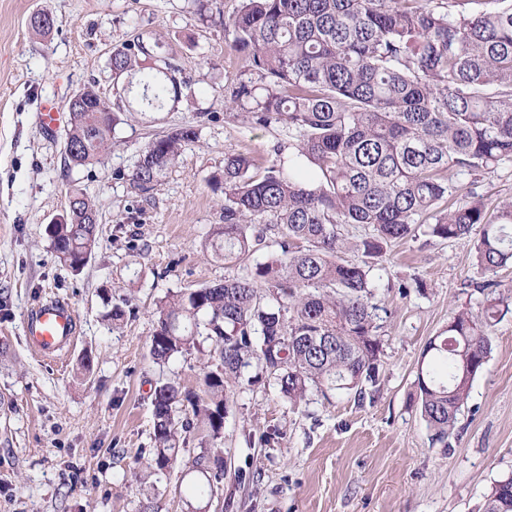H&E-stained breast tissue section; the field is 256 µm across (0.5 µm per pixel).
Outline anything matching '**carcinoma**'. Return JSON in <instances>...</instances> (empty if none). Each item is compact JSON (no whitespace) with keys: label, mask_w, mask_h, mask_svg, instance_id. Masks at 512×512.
I'll return each mask as SVG.
<instances>
[{"label":"carcinoma","mask_w":512,"mask_h":512,"mask_svg":"<svg viewBox=\"0 0 512 512\" xmlns=\"http://www.w3.org/2000/svg\"><path fill=\"white\" fill-rule=\"evenodd\" d=\"M226 27L260 83L239 82L224 109L285 128L295 143L286 161L276 146L262 175L237 153L210 177L224 193V223L213 226L210 246L246 275L170 292L157 304L154 363L203 342L215 357L202 397L174 381L154 386L151 474L182 463L177 428L191 423L177 424L176 409L190 406L218 439L233 387L272 384L294 406L314 390L327 401L375 397L385 308L375 302L374 273L384 245L419 232L459 239L479 225L478 269L512 265V202L491 207L473 190L460 195L512 163V0H242ZM149 56L140 41L112 51L116 93L126 91L122 80L137 87L128 112L161 110L178 94L177 79L147 64ZM93 93L70 98L69 167L98 160L119 121ZM199 135L184 125L151 140L129 171L131 188L151 195ZM73 198L69 223L47 229L71 268L100 240L95 204L81 191ZM343 224L370 233L350 242ZM511 311L509 296L488 297L427 343L417 385L432 442L453 433L489 360L493 328ZM185 466L198 479L185 512H207L224 457L202 447ZM482 512H512V476L491 484Z\"/></svg>","instance_id":"1"}]
</instances>
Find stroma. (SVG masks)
I'll return each mask as SVG.
<instances>
[{
  "mask_svg": "<svg viewBox=\"0 0 512 512\" xmlns=\"http://www.w3.org/2000/svg\"><path fill=\"white\" fill-rule=\"evenodd\" d=\"M241 0H0V512H184L185 465L141 480L154 446L158 379L204 390L208 347L165 365L150 356L156 305L168 293L245 274L214 258L207 236L222 221L209 179L231 153L259 167L288 142L286 129L255 126L224 96L252 80L224 23ZM52 16L48 35L29 18ZM143 40L150 64H175L188 82L179 102L126 112L99 160L68 169L65 128L42 126L44 100L67 111L79 90L114 100L113 48ZM193 124L186 147L150 198L127 175L146 144ZM99 211V246L81 271L56 258L46 227L72 191ZM375 277L390 315L374 399L309 394L292 406L275 388L236 390L212 442L224 481L209 512H480L483 495L512 474V313L494 328L486 370L473 382L447 445L432 444L417 376L428 340L483 300L474 240L427 235L388 247ZM68 302L79 334L62 365L34 356L24 336L31 307ZM126 302L119 327L109 302Z\"/></svg>",
  "mask_w": 512,
  "mask_h": 512,
  "instance_id": "obj_1",
  "label": "stroma"
}]
</instances>
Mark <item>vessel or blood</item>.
<instances>
[{
  "label": "vessel or blood",
  "instance_id": "vessel-or-blood-1",
  "mask_svg": "<svg viewBox=\"0 0 512 512\" xmlns=\"http://www.w3.org/2000/svg\"><path fill=\"white\" fill-rule=\"evenodd\" d=\"M78 318L66 302L49 299L34 306L25 319L29 347L45 358L56 357L77 337Z\"/></svg>",
  "mask_w": 512,
  "mask_h": 512
}]
</instances>
